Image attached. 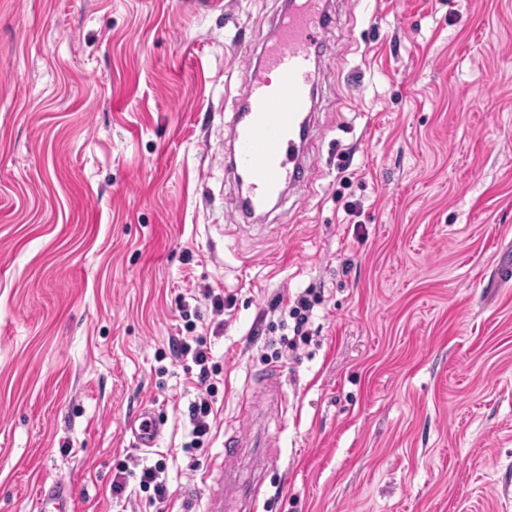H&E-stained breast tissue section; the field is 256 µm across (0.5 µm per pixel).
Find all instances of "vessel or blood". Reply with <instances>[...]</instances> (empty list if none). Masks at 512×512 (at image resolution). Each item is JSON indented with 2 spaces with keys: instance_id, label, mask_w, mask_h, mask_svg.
I'll list each match as a JSON object with an SVG mask.
<instances>
[{
  "instance_id": "vessel-or-blood-1",
  "label": "vessel or blood",
  "mask_w": 512,
  "mask_h": 512,
  "mask_svg": "<svg viewBox=\"0 0 512 512\" xmlns=\"http://www.w3.org/2000/svg\"><path fill=\"white\" fill-rule=\"evenodd\" d=\"M326 18V0H291L275 22V37L251 66L241 104L231 120L230 172L254 209L304 181L298 156L309 131L315 76L311 66ZM138 447H154L160 427L145 409L132 426ZM71 487L57 480L41 489L39 512H69Z\"/></svg>"
}]
</instances>
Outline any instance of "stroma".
Returning <instances> with one entry per match:
<instances>
[{
	"label": "stroma",
	"instance_id": "obj_1",
	"mask_svg": "<svg viewBox=\"0 0 512 512\" xmlns=\"http://www.w3.org/2000/svg\"><path fill=\"white\" fill-rule=\"evenodd\" d=\"M283 2L0 0V512L60 478L73 512H211L230 437L253 512H512V0H329L308 177L254 222L229 122ZM319 296L316 289L308 288L301 295H298L293 302L286 301L284 312L293 320V326H288L286 321V330L290 329L293 337L281 336L280 341L285 348L289 350L297 349V340L306 341L312 336V314L314 306L318 303ZM289 327V328H288ZM173 353L177 359L187 362L191 360L193 365L198 367L196 380L193 381L200 393L197 397L198 400H195L189 406L192 440L184 448H199L203 443V438L210 433L211 429L209 417L213 412V401L209 400L208 397L212 398L214 395L212 384H207L211 371H214L213 365H209L211 354L206 341L202 337L179 340L176 344H173ZM138 420H140V422L136 426ZM137 421L130 425L135 444L140 448L154 447L160 436V427L157 422L156 414L145 408L140 413ZM165 462L158 460L153 466L143 468L140 477V486L143 489L153 490V499L164 502L169 496V489L165 478L162 476L165 472Z\"/></svg>",
	"mask_w": 512,
	"mask_h": 512
}]
</instances>
